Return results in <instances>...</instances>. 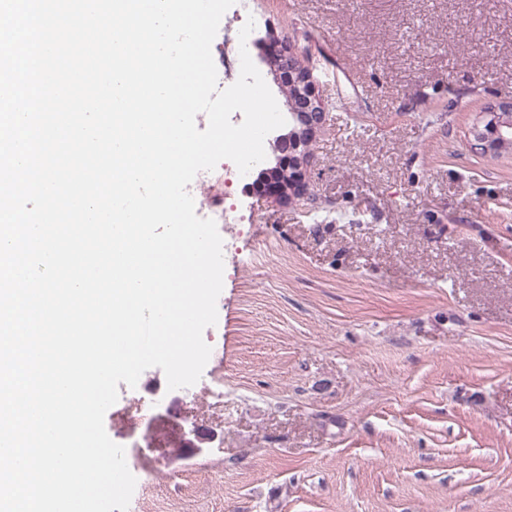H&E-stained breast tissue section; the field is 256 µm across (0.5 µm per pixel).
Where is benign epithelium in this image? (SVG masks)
Masks as SVG:
<instances>
[{
    "mask_svg": "<svg viewBox=\"0 0 512 512\" xmlns=\"http://www.w3.org/2000/svg\"><path fill=\"white\" fill-rule=\"evenodd\" d=\"M269 65L287 90L295 125L284 136L290 150L288 162L265 171L258 188L261 195L272 198L273 202L288 204L309 190L305 175L309 146L324 128L327 113L312 71L303 65L292 46L281 47L271 57ZM471 134L478 149L486 153H498L506 148L512 143V102L502 103L498 109L482 113ZM189 435L191 438L185 440V446L191 448H198L217 438L213 430L198 425L189 431Z\"/></svg>",
    "mask_w": 512,
    "mask_h": 512,
    "instance_id": "benign-epithelium-1",
    "label": "benign epithelium"
}]
</instances>
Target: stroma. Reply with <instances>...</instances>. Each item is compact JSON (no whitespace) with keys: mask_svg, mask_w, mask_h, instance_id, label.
<instances>
[{"mask_svg":"<svg viewBox=\"0 0 512 512\" xmlns=\"http://www.w3.org/2000/svg\"><path fill=\"white\" fill-rule=\"evenodd\" d=\"M310 58L330 121L309 194L230 187L211 355L170 412L145 370L108 436L129 512H512V0H251ZM224 445L179 458L186 426ZM481 114L480 120L471 129L475 145L486 153H498L511 142L512 102L502 103L497 110Z\"/></svg>","mask_w":512,"mask_h":512,"instance_id":"1","label":"stroma"}]
</instances>
